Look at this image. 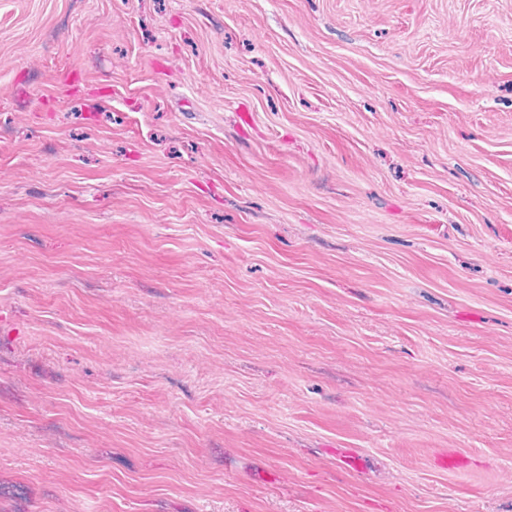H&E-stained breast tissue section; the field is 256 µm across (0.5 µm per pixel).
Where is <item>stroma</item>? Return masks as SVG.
<instances>
[{
	"label": "stroma",
	"instance_id": "1",
	"mask_svg": "<svg viewBox=\"0 0 512 512\" xmlns=\"http://www.w3.org/2000/svg\"><path fill=\"white\" fill-rule=\"evenodd\" d=\"M0 512H512V0H0Z\"/></svg>",
	"mask_w": 512,
	"mask_h": 512
}]
</instances>
